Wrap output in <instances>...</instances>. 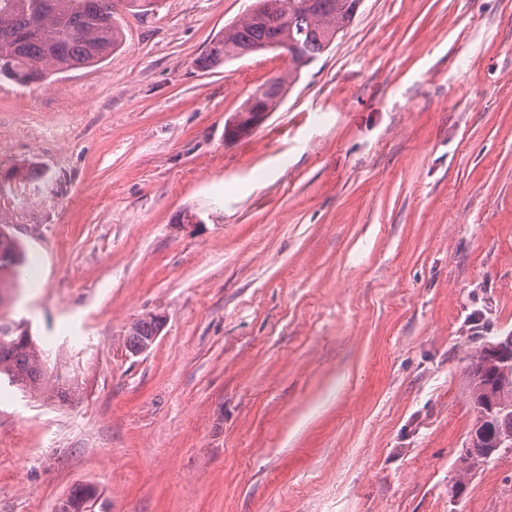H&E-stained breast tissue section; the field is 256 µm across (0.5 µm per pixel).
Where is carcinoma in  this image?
<instances>
[{"label":"carcinoma","mask_w":512,"mask_h":512,"mask_svg":"<svg viewBox=\"0 0 512 512\" xmlns=\"http://www.w3.org/2000/svg\"><path fill=\"white\" fill-rule=\"evenodd\" d=\"M360 0H255L254 9L224 26L202 59V66L215 68L231 58L259 51H274L284 43L298 42L301 56L289 58L288 72L251 92L236 113L249 109L257 96L269 111L280 106L287 87L303 68L320 57L351 23ZM138 9L147 0H0V56L9 58L8 71L0 76L16 82L35 83L79 67L101 63L121 45L123 36L116 22L117 5ZM26 261L23 242L9 224H0V288H16L20 268ZM161 327L158 315L149 313L134 320L126 331V351L136 355ZM484 347L471 356L468 389L471 402L485 397ZM44 352L33 336L18 329L17 322L0 315V378L25 393L43 389ZM495 415L468 437V446L458 458L452 492L462 493L468 477L490 458L492 439L512 432V387L499 389ZM97 494L90 484H78L65 496L66 512H84L83 504Z\"/></svg>","instance_id":"carcinoma-1"}]
</instances>
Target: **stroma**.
Instances as JSON below:
<instances>
[{"label": "stroma", "mask_w": 512, "mask_h": 512, "mask_svg": "<svg viewBox=\"0 0 512 512\" xmlns=\"http://www.w3.org/2000/svg\"><path fill=\"white\" fill-rule=\"evenodd\" d=\"M252 0L121 11L102 63L0 78V292L68 400L0 388V512H512V450L453 496L470 356L512 334V0H362L288 68L200 59ZM162 313L144 354L124 333ZM26 261L23 242L10 224H0V288H17L20 268ZM97 496V490L94 486L90 484H78L75 485L65 496V500L60 503L59 508L60 512H86L92 511V508L97 503L98 499H92L87 504L86 511L83 510V504L86 500L92 496ZM64 504V508L67 509L63 511L62 505ZM93 506V507H92Z\"/></svg>", "instance_id": "35a3bbf8"}]
</instances>
